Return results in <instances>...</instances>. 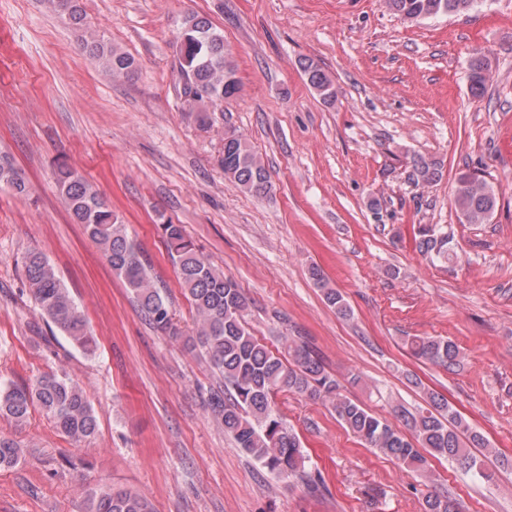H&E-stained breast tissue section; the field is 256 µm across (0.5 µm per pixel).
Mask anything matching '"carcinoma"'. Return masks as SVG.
Wrapping results in <instances>:
<instances>
[{
  "label": "carcinoma",
  "instance_id": "carcinoma-1",
  "mask_svg": "<svg viewBox=\"0 0 512 512\" xmlns=\"http://www.w3.org/2000/svg\"><path fill=\"white\" fill-rule=\"evenodd\" d=\"M47 2L80 34L83 53L99 61L112 78L129 79L134 75L135 59L89 30L82 0ZM386 4L395 15L413 22L472 11L478 0H386ZM176 47L182 94L195 108L199 125L211 126L218 104L241 91L224 33L207 17L188 14L180 24ZM299 65L315 94L325 103L333 101L334 82L325 70L309 58L300 60ZM469 70V93L479 100L487 93L490 81L486 56H473ZM219 163L224 177L242 191L256 198L269 193L264 162L233 128L224 131V157ZM412 169L413 177L422 184L440 178L436 165L422 158L412 160ZM56 185L73 221L84 226L144 316L156 328L178 337L169 300L150 277L127 225L76 169L58 167ZM0 187L19 196L29 193L19 171L1 160ZM454 205L466 223L484 224L495 212L497 197L492 185L480 175L463 173L457 179ZM160 228L178 282L196 312L193 345L204 351L223 379L224 389L210 397L211 413L224 427V433L274 477L286 480L304 476L312 487L321 485L305 471L300 440L276 409V395L285 392L321 401L349 432L425 480L431 477V457L446 459L460 471L474 473L487 482L494 481L499 472L512 469V459L500 455L442 394L424 386L413 374L406 375V380L422 394L424 405L410 410L401 403L391 404L396 419L393 424L343 394L340 381L325 370L321 358L302 337L285 338L283 355L261 344L246 325L249 301L237 282L197 251L183 225L168 221ZM417 248L432 260L454 259L450 236L439 224L419 227ZM23 267V287L41 316L54 324L72 346L87 354L95 352L97 337L50 260L42 252L31 250ZM309 275L336 317L350 319L353 312L343 293L328 286L318 267L311 266ZM403 343L414 358L432 365L453 371L463 364V353L451 339L407 336ZM35 409L75 443L89 442L97 434V420L83 388L65 373L41 375L28 385L0 384V419L22 426ZM23 458V448L1 434L0 468L14 467ZM85 512H152V508L143 497L105 485L87 493ZM422 512H463V506L449 494L429 493L423 498Z\"/></svg>",
  "mask_w": 512,
  "mask_h": 512
}]
</instances>
